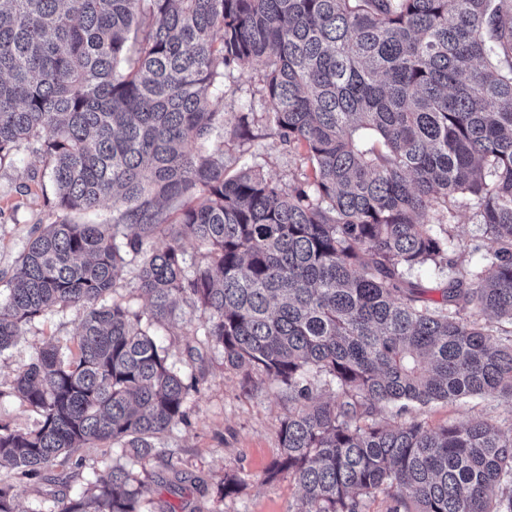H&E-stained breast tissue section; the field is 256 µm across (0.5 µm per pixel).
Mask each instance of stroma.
I'll return each instance as SVG.
<instances>
[{"label":"stroma","mask_w":512,"mask_h":512,"mask_svg":"<svg viewBox=\"0 0 512 512\" xmlns=\"http://www.w3.org/2000/svg\"><path fill=\"white\" fill-rule=\"evenodd\" d=\"M265 66L255 61L227 83L225 93H212L211 107L223 113L218 135L224 143L228 174L254 166L272 180L291 185L297 174L310 171L303 149L280 143L266 119L260 79ZM248 123L249 140L235 134L239 123ZM50 166L40 155L21 150L0 163V292H5L17 261L37 225L54 220V188ZM82 313L75 308L47 313L25 327L10 349L0 353V425L34 429L39 416L9 395L15 373L34 359L48 340L66 344L75 335ZM199 313L180 304L177 317L157 329L159 341L169 349L176 366L192 363L198 385L188 404L185 422L156 443L157 454L140 478L144 483L146 512H288L299 490L288 475L268 478L267 470L279 453L278 431L292 405L270 382L253 379L227 366L221 351L208 346L197 333ZM383 419L422 421L440 426L472 417L502 430L512 429V410L493 394L438 402L424 411H398L391 407ZM64 467L50 468L46 479L18 483L14 494L21 512H51L62 488L55 481ZM247 478L239 494L220 497L225 475Z\"/></svg>","instance_id":"35a3bbf8"}]
</instances>
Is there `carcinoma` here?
<instances>
[{"label":"carcinoma","instance_id":"obj_1","mask_svg":"<svg viewBox=\"0 0 512 512\" xmlns=\"http://www.w3.org/2000/svg\"><path fill=\"white\" fill-rule=\"evenodd\" d=\"M259 60L268 119L312 168L288 189L226 175L212 143L210 95ZM23 148L51 163L56 217L0 298V353L53 310L84 317L14 378L40 421L0 426V466L21 483L84 448L126 460L49 512H143L128 463L197 390L154 330L181 301L225 364L296 403L267 471L300 489L288 512L380 493L389 512H512V433L378 419L485 393L512 409V337L491 339L512 324V0H0V162ZM107 200L112 223L72 218ZM467 209L479 270L450 256ZM185 239L205 249L190 265ZM129 261L145 312L107 303ZM425 265L448 269L438 300ZM0 512H21L11 483Z\"/></svg>","mask_w":512,"mask_h":512}]
</instances>
